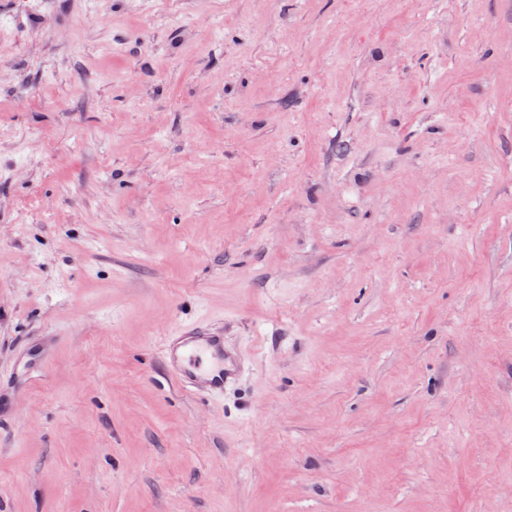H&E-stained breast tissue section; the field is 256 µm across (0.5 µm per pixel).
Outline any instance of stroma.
<instances>
[{"label":"stroma","instance_id":"obj_1","mask_svg":"<svg viewBox=\"0 0 512 512\" xmlns=\"http://www.w3.org/2000/svg\"><path fill=\"white\" fill-rule=\"evenodd\" d=\"M1 59L0 512H512V0H0ZM228 322L200 320L162 333L160 354L167 377L183 392L223 402L246 372L241 350L226 336Z\"/></svg>","mask_w":512,"mask_h":512}]
</instances>
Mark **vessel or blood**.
Returning a JSON list of instances; mask_svg holds the SVG:
<instances>
[{
    "label": "vessel or blood",
    "mask_w": 512,
    "mask_h": 512,
    "mask_svg": "<svg viewBox=\"0 0 512 512\" xmlns=\"http://www.w3.org/2000/svg\"><path fill=\"white\" fill-rule=\"evenodd\" d=\"M226 320H200L166 330L160 354L170 381L190 395L213 400L236 389L246 372L241 350L226 336Z\"/></svg>",
    "instance_id": "b4317fda"
}]
</instances>
